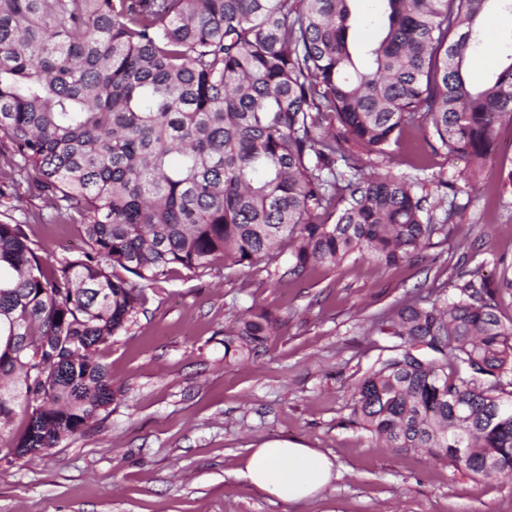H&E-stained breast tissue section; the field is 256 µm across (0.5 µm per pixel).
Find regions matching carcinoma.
I'll list each match as a JSON object with an SVG mask.
<instances>
[{
	"label": "carcinoma",
	"mask_w": 512,
	"mask_h": 512,
	"mask_svg": "<svg viewBox=\"0 0 512 512\" xmlns=\"http://www.w3.org/2000/svg\"><path fill=\"white\" fill-rule=\"evenodd\" d=\"M350 2L0 0V141L14 174L80 218L85 244L48 272L24 225L0 224V440L16 411L27 419L15 455L108 410L98 353L167 271L285 249L281 281L353 255L396 268L452 235L453 204L366 172L364 157L385 161L417 129L467 161L463 182L477 177L512 124V52L480 87L465 66L481 18L512 0H365L381 32L362 62ZM508 270L462 271L455 298L386 318L400 343L357 383L351 412L382 447L422 449L476 481L512 476V321L494 304ZM276 325L232 320L224 360L256 355Z\"/></svg>",
	"instance_id": "cac0c4a2"
}]
</instances>
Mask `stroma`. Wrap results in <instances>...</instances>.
<instances>
[{"instance_id":"obj_1","label":"stroma","mask_w":512,"mask_h":512,"mask_svg":"<svg viewBox=\"0 0 512 512\" xmlns=\"http://www.w3.org/2000/svg\"><path fill=\"white\" fill-rule=\"evenodd\" d=\"M481 30L475 84L503 64L512 12H487ZM374 169L437 198L438 177L465 163L408 130ZM511 171L503 137L474 189L457 196L453 237L395 269L353 256L284 282L274 264L229 270L216 259L151 283L101 353L120 391L109 415L33 458L1 449L0 512H512V478L475 481L425 451L377 447L351 416L355 385L398 343L377 327L385 313L412 296L453 298L458 259L487 277L512 264V192L500 190ZM0 189V223L26 225L48 265L77 251L80 226L51 199ZM262 312L277 333L250 362H225V326ZM282 440L325 453L338 478L285 503L237 475L249 449Z\"/></svg>"}]
</instances>
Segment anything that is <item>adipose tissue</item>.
Returning a JSON list of instances; mask_svg holds the SVG:
<instances>
[{
	"mask_svg": "<svg viewBox=\"0 0 512 512\" xmlns=\"http://www.w3.org/2000/svg\"><path fill=\"white\" fill-rule=\"evenodd\" d=\"M333 468L324 453L284 441L253 449L240 472L256 490L294 503L314 497L331 481Z\"/></svg>",
	"mask_w": 512,
	"mask_h": 512,
	"instance_id": "adipose-tissue-1",
	"label": "adipose tissue"
}]
</instances>
